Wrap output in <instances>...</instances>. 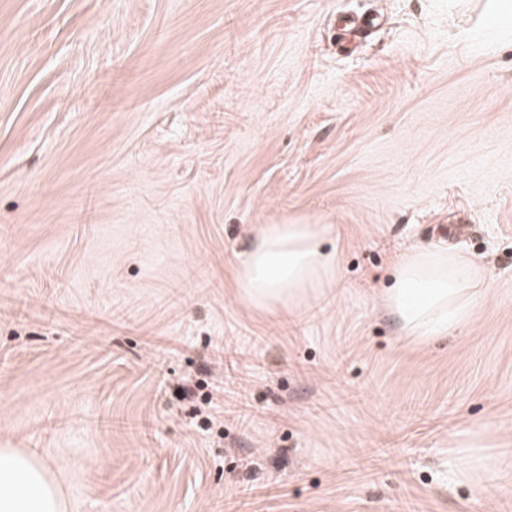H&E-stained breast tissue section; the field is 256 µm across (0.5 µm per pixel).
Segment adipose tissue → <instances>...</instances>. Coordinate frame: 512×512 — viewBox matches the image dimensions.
<instances>
[{
  "mask_svg": "<svg viewBox=\"0 0 512 512\" xmlns=\"http://www.w3.org/2000/svg\"><path fill=\"white\" fill-rule=\"evenodd\" d=\"M326 225L265 224L237 268L238 296L257 311L292 310L338 280V249H327ZM487 288L485 268L469 257L429 246L402 253L383 294L412 342L438 338L471 318ZM54 471L36 453L0 448V512H66Z\"/></svg>",
  "mask_w": 512,
  "mask_h": 512,
  "instance_id": "1",
  "label": "adipose tissue"
}]
</instances>
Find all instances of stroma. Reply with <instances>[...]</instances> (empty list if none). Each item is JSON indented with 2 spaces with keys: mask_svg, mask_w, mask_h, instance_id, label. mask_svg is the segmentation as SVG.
<instances>
[{
  "mask_svg": "<svg viewBox=\"0 0 512 512\" xmlns=\"http://www.w3.org/2000/svg\"><path fill=\"white\" fill-rule=\"evenodd\" d=\"M485 4L0 0V448L68 512H512V27ZM294 221L338 235L339 281L244 306L258 226ZM427 245L489 287L418 345L381 294ZM228 361L230 367L227 368L228 375H225L224 393L230 395L232 403H228L225 413L232 414L240 424H244L253 417L245 384L246 373L243 371L249 369L251 360L233 355Z\"/></svg>",
  "mask_w": 512,
  "mask_h": 512,
  "instance_id": "1",
  "label": "stroma"
}]
</instances>
